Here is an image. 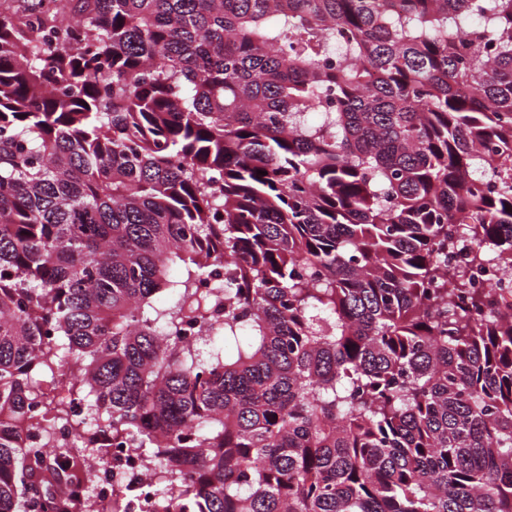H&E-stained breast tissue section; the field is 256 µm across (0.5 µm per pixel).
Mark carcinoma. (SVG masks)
Segmentation results:
<instances>
[{
  "instance_id": "carcinoma-1",
  "label": "carcinoma",
  "mask_w": 512,
  "mask_h": 512,
  "mask_svg": "<svg viewBox=\"0 0 512 512\" xmlns=\"http://www.w3.org/2000/svg\"><path fill=\"white\" fill-rule=\"evenodd\" d=\"M487 259L512 0H0V512H512ZM85 461L91 467L94 475L95 499L112 497V493L115 492L119 483L132 481L147 483L144 464L136 453L125 451L120 462L113 460L112 453L103 463H98L95 458H88Z\"/></svg>"
}]
</instances>
